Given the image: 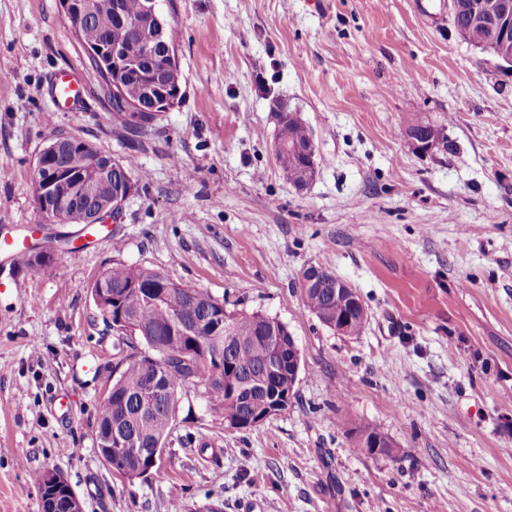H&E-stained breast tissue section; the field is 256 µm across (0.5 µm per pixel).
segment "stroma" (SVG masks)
<instances>
[{"mask_svg": "<svg viewBox=\"0 0 512 512\" xmlns=\"http://www.w3.org/2000/svg\"><path fill=\"white\" fill-rule=\"evenodd\" d=\"M442 0H156L182 102L127 140L60 0H0V225L43 222L40 152L57 134L134 159L113 242L0 261V512H42L61 472L85 512H512V64L464 40ZM76 70L58 112L51 75ZM310 129L318 172L291 184L276 104ZM420 114L449 148L416 153ZM287 325L300 352L286 412L227 429L185 381L161 461L127 481L97 450L118 340L91 287L113 263ZM317 265L369 311L338 334L303 302ZM21 291H13L14 281ZM389 443L370 454L357 424ZM85 84L77 72L60 71L49 79L48 95L53 99L58 112H71L82 105Z\"/></svg>", "mask_w": 512, "mask_h": 512, "instance_id": "obj_1", "label": "stroma"}]
</instances>
